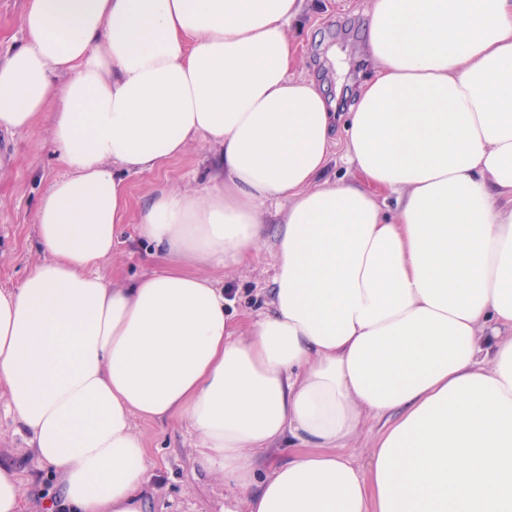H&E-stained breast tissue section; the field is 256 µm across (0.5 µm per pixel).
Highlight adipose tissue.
I'll return each mask as SVG.
<instances>
[{
    "label": "adipose tissue",
    "instance_id": "obj_1",
    "mask_svg": "<svg viewBox=\"0 0 512 512\" xmlns=\"http://www.w3.org/2000/svg\"><path fill=\"white\" fill-rule=\"evenodd\" d=\"M305 2L26 0L0 51V131L54 106L67 169L37 210L45 260L0 289V386L58 512H143L138 418L200 438L224 512H512V0H371L375 71L341 126L290 74ZM198 140L209 187L138 211L160 268L109 285L126 175ZM337 141L355 176L331 182ZM274 200L244 333L199 270L252 257ZM377 418L361 471L343 450Z\"/></svg>",
    "mask_w": 512,
    "mask_h": 512
}]
</instances>
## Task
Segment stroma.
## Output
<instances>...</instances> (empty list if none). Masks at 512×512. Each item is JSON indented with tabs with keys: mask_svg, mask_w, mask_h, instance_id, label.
Masks as SVG:
<instances>
[{
	"mask_svg": "<svg viewBox=\"0 0 512 512\" xmlns=\"http://www.w3.org/2000/svg\"><path fill=\"white\" fill-rule=\"evenodd\" d=\"M371 0H311L302 25L290 26L297 44L293 75L326 85L334 99L352 103L358 85L372 72L363 48ZM51 112H43L32 129L0 134V287H18L44 255L35 237L39 199L65 172L51 143ZM211 145L194 142L181 156L153 172L128 176L131 212L109 258L99 265L110 281L126 282L150 272L152 246L134 232L135 212L160 188L182 192L209 184ZM265 236L257 255L242 265L205 268L204 274L223 288L235 319L254 317L266 308L275 263V206H267ZM153 477L144 494V512H224V481L198 463L199 442L179 422H135ZM0 458L14 462L26 478V512H51L59 481L33 454L0 389Z\"/></svg>",
	"mask_w": 512,
	"mask_h": 512,
	"instance_id": "obj_1",
	"label": "stroma"
}]
</instances>
